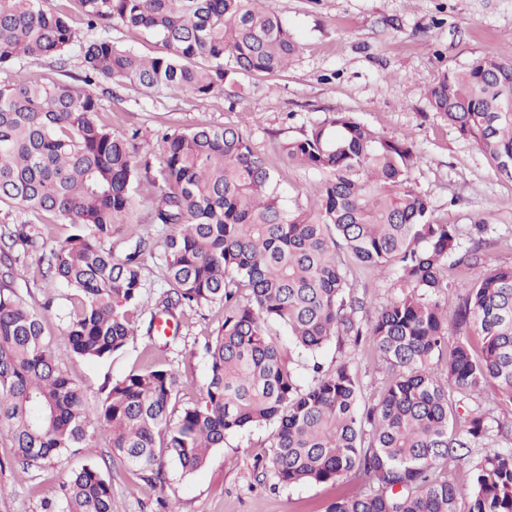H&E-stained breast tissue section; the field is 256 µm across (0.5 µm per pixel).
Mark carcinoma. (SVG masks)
<instances>
[{"label":"carcinoma","instance_id":"carcinoma-1","mask_svg":"<svg viewBox=\"0 0 512 512\" xmlns=\"http://www.w3.org/2000/svg\"><path fill=\"white\" fill-rule=\"evenodd\" d=\"M75 12L90 39L69 22ZM149 36L142 55L109 29ZM78 48L87 82H123L198 98L222 95L238 77L280 73L299 45L263 0H0V69L23 58L63 60ZM512 60L482 56L438 73L431 109L512 179ZM101 99L62 79L0 84V427L22 469L88 447L105 435L112 456L164 482L163 456L181 474L202 468L228 436L276 424L261 474L273 487L337 482L365 486L328 512H512V448L484 443L483 413L465 402L492 391L512 405V266L463 285L454 311L440 305L443 270L460 241L412 187L414 142L387 140L349 112L313 123L280 144L283 156L321 173L313 204L289 206L265 160L233 126L201 125L163 137L158 175L134 139L112 128ZM148 183L151 223L163 238L166 289L150 314L224 305L208 341V382L199 402L179 403L175 374L161 360L109 387L90 417L83 387L62 368L42 313L15 288L31 260L42 279L76 300L60 335L70 351L101 361L138 332L142 255L135 196ZM72 232L44 250V221ZM125 244L116 255L112 241ZM388 269L400 294L373 319L358 300L342 252ZM249 303L241 302L242 293ZM287 331L271 334L270 325ZM457 338L449 357L448 328ZM372 345L390 372L380 397L361 406V380L347 361L304 387L295 354L312 356L334 338ZM480 449L473 456V449ZM470 463L471 501L442 476ZM42 512H115L112 479L94 462L74 469Z\"/></svg>","mask_w":512,"mask_h":512}]
</instances>
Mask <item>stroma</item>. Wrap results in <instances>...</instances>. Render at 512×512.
<instances>
[{"mask_svg": "<svg viewBox=\"0 0 512 512\" xmlns=\"http://www.w3.org/2000/svg\"><path fill=\"white\" fill-rule=\"evenodd\" d=\"M278 10L294 34L300 51L276 76L239 77L225 94L200 99L170 91H145L112 84L121 99L111 112L113 126L137 132L138 143L151 156L160 153L164 131L197 125L239 128L275 172L287 202L309 204V188L318 173L289 161L279 149L283 140L301 135L313 122L332 112H351L388 139L412 138L419 159L412 186L430 203L435 216L455 225L463 244L481 239L475 257L449 261L445 277L453 290L442 296L457 307L462 296L458 283L496 265H512V179L501 175L469 140L459 136L432 112L427 90L438 72L462 68L474 58L512 54V0H266ZM154 203L148 192L136 199L133 220L151 244L144 257L146 289L144 313H151L160 291L163 271V235L151 223ZM492 213L484 233L472 223L478 214ZM354 294L365 307L360 318L372 317L400 292L388 272L348 261ZM17 287L36 308L54 337V350L67 373L85 390L88 406H96L112 382L149 365L157 352L148 336H137L125 351L92 362L70 353L59 335L66 307L59 289L49 288L36 266H29ZM52 308H45L46 299ZM224 309L215 305L187 312L179 337L165 358L179 382L183 403L199 398L207 382L205 344L214 336ZM347 360L362 382V402L375 404L388 370L372 345L329 343L317 357L300 356L302 384L315 378L313 363L332 369ZM273 426L253 428L227 438L214 449L206 465L192 475H181L165 460V483L147 481L139 472L111 461L105 439L90 447L21 469L12 459L6 431H0V512H41L40 501L56 498L70 470L84 462H111L112 495L118 512H327L337 498L351 492L359 478L346 476L334 483L303 484L272 489L254 468L268 454Z\"/></svg>", "mask_w": 512, "mask_h": 512, "instance_id": "stroma-1", "label": "stroma"}]
</instances>
